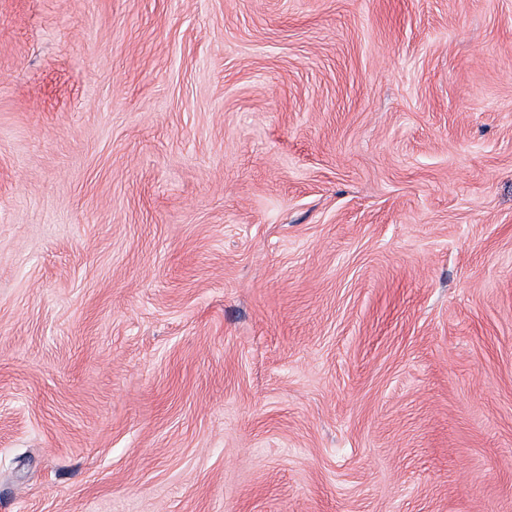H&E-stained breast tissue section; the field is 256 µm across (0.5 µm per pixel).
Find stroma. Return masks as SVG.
Returning a JSON list of instances; mask_svg holds the SVG:
<instances>
[{"mask_svg":"<svg viewBox=\"0 0 512 512\" xmlns=\"http://www.w3.org/2000/svg\"><path fill=\"white\" fill-rule=\"evenodd\" d=\"M0 512H512V0H0Z\"/></svg>","mask_w":512,"mask_h":512,"instance_id":"obj_1","label":"stroma"}]
</instances>
